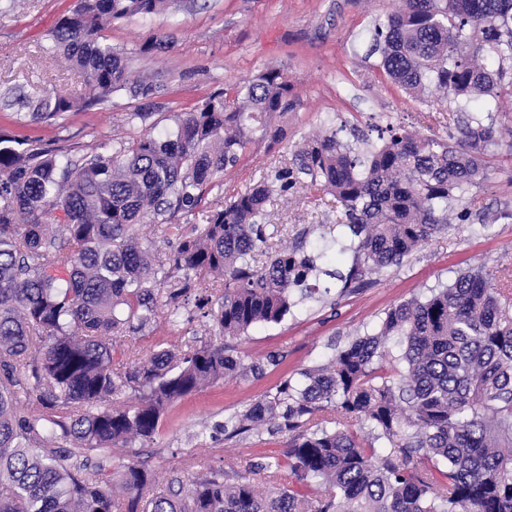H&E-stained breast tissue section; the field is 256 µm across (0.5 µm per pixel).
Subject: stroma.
<instances>
[{"label": "stroma", "instance_id": "1", "mask_svg": "<svg viewBox=\"0 0 512 512\" xmlns=\"http://www.w3.org/2000/svg\"><path fill=\"white\" fill-rule=\"evenodd\" d=\"M74 3L0 0V127L44 146L78 153L98 147L109 153L133 131L166 135L183 109L267 66L286 73L300 100L288 115V140L276 155L253 148L225 176L221 199L245 191L278 161H291L304 140L329 129L356 148L389 123L404 125L419 137L447 135V101L409 98L380 80L369 55L375 24L398 10L401 0H174L165 16L117 21L107 32L109 43L127 53L132 70L162 77L167 85L146 121L128 124L135 103L120 91L103 106L47 122L17 123L16 97L55 90L79 100L87 93L84 74L53 55L46 39ZM163 30L173 35L172 48L158 56L140 54V46ZM339 217L332 196L308 182L298 183L270 206L263 249L271 252L298 243L316 247ZM481 264L491 270L512 269V145L505 141L495 151L488 177L452 201L445 232L401 266L373 276L367 287L347 294L331 288L299 302L281 324L258 326L234 339L232 346L245 362H265L275 354L279 365L268 366L262 377L221 380L174 402L153 441L109 450L107 466L116 473L132 462L147 463L163 491L176 475L228 468L242 472L256 458L282 455L284 436L251 431L228 438L224 421L279 381L326 364L390 306ZM168 318L167 305H160L144 336L128 333L115 339L114 375H123L135 360L145 358L155 343L182 350L218 337L208 319L183 313L173 325Z\"/></svg>", "mask_w": 512, "mask_h": 512}]
</instances>
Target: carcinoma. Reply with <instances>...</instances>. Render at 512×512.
<instances>
[{"label": "carcinoma", "instance_id": "carcinoma-1", "mask_svg": "<svg viewBox=\"0 0 512 512\" xmlns=\"http://www.w3.org/2000/svg\"><path fill=\"white\" fill-rule=\"evenodd\" d=\"M170 4L77 0L49 37L87 75V96L49 93L32 118L103 105L119 91L137 101L128 122L149 118L165 84L132 71L106 31ZM372 51L382 80L455 104V131L415 137L389 123L361 151L332 132L220 207L208 197L224 174L252 147L274 153L288 135L279 120L297 100L276 67L179 113L166 136H131L112 154L75 158L0 128V512H117L116 481L125 512H512L505 268L459 271L389 308L328 364L284 379L224 422L230 434L274 425L270 434L287 436L281 457L243 473L173 478L156 493L145 465L116 476L88 456L153 439L168 406L209 384L263 375V363H244L224 339L281 323L297 305L292 292L312 297L322 276L345 293L402 265L445 230L448 203L487 174L498 131L470 107L495 112L512 98V0H403L376 25ZM303 176L336 201L337 235L316 253L296 245L261 264L272 187L284 196ZM55 210L64 221L52 224ZM196 213L204 223L185 232L181 220ZM146 223L162 225L173 249L140 242ZM330 253L350 254L351 264L326 263ZM216 275L221 297L191 296ZM162 289L170 314L192 298L222 339L179 354L161 348L114 378L112 336L152 326ZM127 389L140 393L135 403L108 406ZM23 400L42 413L21 414ZM284 467L288 485L258 489Z\"/></svg>", "mask_w": 512, "mask_h": 512}]
</instances>
